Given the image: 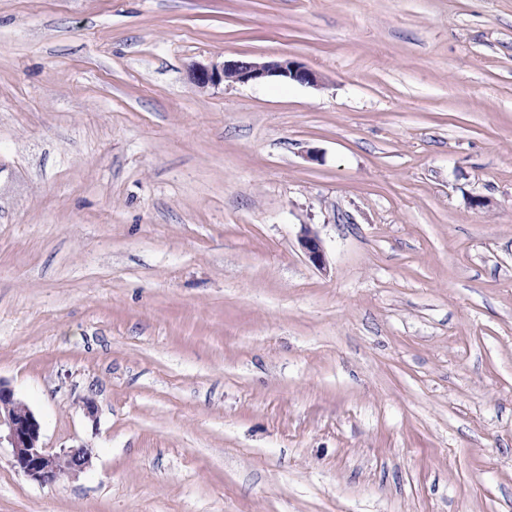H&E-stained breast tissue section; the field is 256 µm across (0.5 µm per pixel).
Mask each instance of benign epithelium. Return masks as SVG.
Here are the masks:
<instances>
[{
  "label": "benign epithelium",
  "instance_id": "benign-epithelium-1",
  "mask_svg": "<svg viewBox=\"0 0 512 512\" xmlns=\"http://www.w3.org/2000/svg\"><path fill=\"white\" fill-rule=\"evenodd\" d=\"M190 80L200 89L224 82L245 84L269 80L314 84L317 74L289 58L270 62L232 60L220 68L196 65L190 70ZM299 243L309 261L319 269L324 268L322 241L311 225H301ZM3 439L12 448L14 468L40 485H55L91 465V449L84 445L58 452L46 448L37 416L15 396L11 387L0 381V441Z\"/></svg>",
  "mask_w": 512,
  "mask_h": 512
}]
</instances>
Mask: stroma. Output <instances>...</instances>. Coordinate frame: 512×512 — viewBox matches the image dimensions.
<instances>
[{
    "label": "stroma",
    "mask_w": 512,
    "mask_h": 512,
    "mask_svg": "<svg viewBox=\"0 0 512 512\" xmlns=\"http://www.w3.org/2000/svg\"><path fill=\"white\" fill-rule=\"evenodd\" d=\"M0 381V512H512V0H0ZM191 82L200 89L220 83H261L269 80L293 81L301 84L317 83V74L289 58L279 61L257 62L232 60L224 61L221 68L203 65L190 70ZM299 243L309 261L319 269L324 268L325 256L322 241L311 225L301 226ZM3 439L12 448L14 468L40 485H55L91 465V449L84 445L59 452L46 448L37 416L11 387L0 381V444Z\"/></svg>",
    "instance_id": "1"
}]
</instances>
